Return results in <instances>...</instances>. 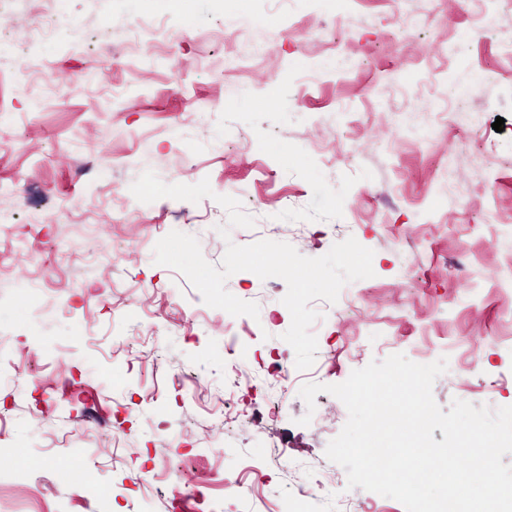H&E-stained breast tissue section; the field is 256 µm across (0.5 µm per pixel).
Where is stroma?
<instances>
[{
  "instance_id": "1",
  "label": "stroma",
  "mask_w": 512,
  "mask_h": 512,
  "mask_svg": "<svg viewBox=\"0 0 512 512\" xmlns=\"http://www.w3.org/2000/svg\"><path fill=\"white\" fill-rule=\"evenodd\" d=\"M479 5L455 0H354L337 18L331 0H0V505L16 486L37 512H344L332 491L296 501L298 484L346 482L325 450L348 412L321 393L307 407L304 383L339 384L391 353L411 354L420 336L494 333L512 290H493L491 243L512 242V6L488 0L493 24L476 23ZM262 12V25L225 46V22ZM417 18L412 42L397 20ZM197 34L170 51L148 49L136 22ZM19 27L55 22L54 40L8 49ZM315 27L319 54L307 58L289 25ZM123 46L122 67L102 61ZM266 47L255 78L235 60ZM319 80L299 83L307 61ZM42 68L40 87L11 80ZM213 101L203 121L194 104ZM503 131H495L496 118ZM164 183L209 180L213 198L139 202L132 183L145 171ZM237 188L253 227H228L215 195ZM137 212L141 223L126 224ZM196 237L220 264L227 243L291 244L319 257L352 237L373 250L374 275L360 280L379 302L404 303L408 280L391 233L420 239L412 269L438 320L408 317L392 347L367 342L361 358L341 352L344 330L366 315L344 305L313 307L314 365L296 370L282 338L291 315L283 279L239 272L226 288L257 303L258 318L207 306L178 271L155 264L171 231ZM465 255L467 277L454 262ZM45 272L53 288L34 295L23 280ZM38 352L39 381L28 373ZM234 356L253 379L238 391L224 370ZM293 366L294 383L278 424L259 420L234 436L224 412L269 395L272 356ZM486 374L469 386L445 373L433 386L442 409L453 400L512 406V349L484 350ZM311 415L309 425L299 418ZM293 438V467L272 462ZM85 468L83 483L58 469ZM259 468L255 483L246 465ZM241 476L239 495L224 478Z\"/></svg>"
}]
</instances>
